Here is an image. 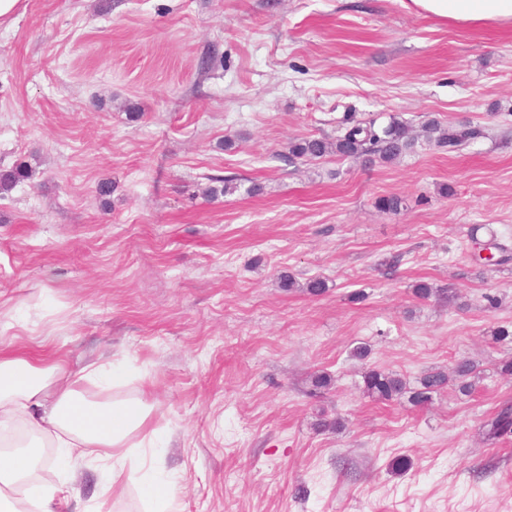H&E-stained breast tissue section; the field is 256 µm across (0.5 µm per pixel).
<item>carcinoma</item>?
<instances>
[{
	"label": "carcinoma",
	"mask_w": 512,
	"mask_h": 512,
	"mask_svg": "<svg viewBox=\"0 0 512 512\" xmlns=\"http://www.w3.org/2000/svg\"><path fill=\"white\" fill-rule=\"evenodd\" d=\"M483 136V130L469 122L447 127L429 120L423 124V137L427 143L457 151ZM419 146V139L410 136L407 123L392 115L387 123L378 125L376 120L351 121L342 135L330 141L326 138H301L289 146L288 162L297 158H321L334 153L341 158L360 159L375 155L384 162H393L413 153ZM29 177L25 166H17L0 171V195L10 192L18 182ZM479 372L477 366L466 359L457 361L447 373L434 370L419 380V387L411 389L397 374L370 369L363 375L364 391L379 400H390L410 394L416 405H424L432 398V393L451 383L459 392L471 393ZM484 435L488 441H497L512 436V404L504 403L493 417L484 424Z\"/></svg>",
	"instance_id": "obj_1"
}]
</instances>
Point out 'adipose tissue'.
Returning a JSON list of instances; mask_svg holds the SVG:
<instances>
[{"label": "adipose tissue", "mask_w": 512, "mask_h": 512, "mask_svg": "<svg viewBox=\"0 0 512 512\" xmlns=\"http://www.w3.org/2000/svg\"><path fill=\"white\" fill-rule=\"evenodd\" d=\"M418 12L455 26L512 27V0H410ZM112 386L117 396L92 401L82 381ZM122 367H92L74 377L62 359L35 361L0 350V440L16 427L46 436L62 449L60 460L38 458L27 449L0 453V512H18L21 498L33 503L63 492L69 462L92 460L106 474L107 497L96 512H112L110 496L122 495L126 473L138 471L149 512H177V493L155 464L158 432L153 408L142 396L124 397Z\"/></svg>", "instance_id": "ef3b65f1"}]
</instances>
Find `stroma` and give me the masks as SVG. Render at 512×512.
<instances>
[{
    "label": "stroma",
    "instance_id": "1",
    "mask_svg": "<svg viewBox=\"0 0 512 512\" xmlns=\"http://www.w3.org/2000/svg\"><path fill=\"white\" fill-rule=\"evenodd\" d=\"M26 5L0 26V169L33 172L0 198V347L128 365L180 512H512V437L482 434L512 401L496 372L512 343L490 337L512 322V260H470L491 239L512 250V27L402 0ZM350 115L484 136L391 164L287 162ZM216 175L235 191L204 196ZM421 281L456 297L418 299ZM463 358L469 396L363 391L368 367L413 387ZM102 482L76 465L51 512H92Z\"/></svg>",
    "mask_w": 512,
    "mask_h": 512
}]
</instances>
